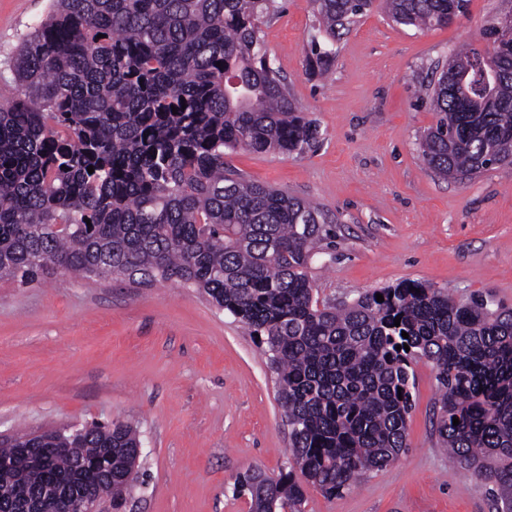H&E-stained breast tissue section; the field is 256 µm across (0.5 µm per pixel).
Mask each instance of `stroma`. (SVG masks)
<instances>
[{"label": "stroma", "instance_id": "1", "mask_svg": "<svg viewBox=\"0 0 512 512\" xmlns=\"http://www.w3.org/2000/svg\"><path fill=\"white\" fill-rule=\"evenodd\" d=\"M497 5L470 0L466 15L424 30L372 12L337 43L324 79L308 71L307 0H277L262 25L274 67L320 138L299 155L238 150L225 160L334 220L335 243L314 264L321 301L413 280L512 306V165L458 183L427 170L418 151L437 121L422 85ZM48 6L0 0V102L17 97L9 62ZM413 369L407 450L342 496L308 489L304 512H495L487 483L450 463L438 441L432 365ZM116 419L136 427L143 448V482L121 512H249L236 475L289 467L262 348L194 289L64 272L29 286L0 282V437Z\"/></svg>", "mask_w": 512, "mask_h": 512}]
</instances>
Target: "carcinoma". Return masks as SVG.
<instances>
[{
	"instance_id": "carcinoma-1",
	"label": "carcinoma",
	"mask_w": 512,
	"mask_h": 512,
	"mask_svg": "<svg viewBox=\"0 0 512 512\" xmlns=\"http://www.w3.org/2000/svg\"><path fill=\"white\" fill-rule=\"evenodd\" d=\"M468 2L310 0L322 39L311 41L309 70L327 74L336 42L375 8L422 29L451 23ZM275 9V0H51L13 57L20 95L0 104V281L40 283L57 268L175 281L246 327L274 374L292 460L276 478L236 475L251 512H304L307 488L340 496L395 460L422 359L436 370L442 447L512 512V307L418 281L321 303L312 260L332 237L324 211L224 164L238 149L301 154L320 136L260 36ZM498 12L496 37L479 32L480 45L453 54L426 87L437 121L419 156L444 179L512 164V0ZM38 435L42 467L0 471L5 506L20 482L42 492L80 480L115 512L123 505L138 480L131 424ZM66 443L82 449L85 472L60 451Z\"/></svg>"
}]
</instances>
